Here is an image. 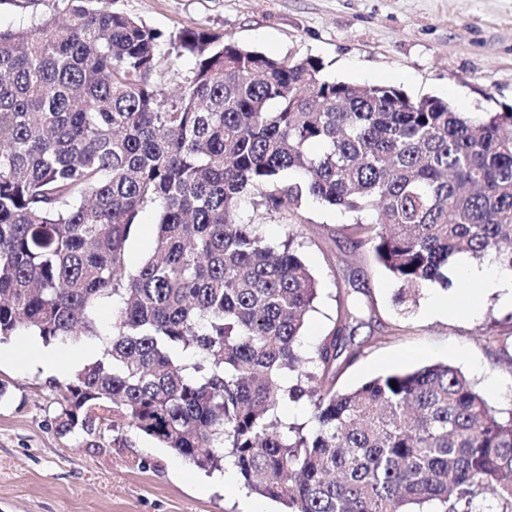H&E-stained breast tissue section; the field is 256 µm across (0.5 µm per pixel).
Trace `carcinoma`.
Instances as JSON below:
<instances>
[{
  "label": "carcinoma",
  "mask_w": 512,
  "mask_h": 512,
  "mask_svg": "<svg viewBox=\"0 0 512 512\" xmlns=\"http://www.w3.org/2000/svg\"><path fill=\"white\" fill-rule=\"evenodd\" d=\"M97 3L53 0L0 27V342L105 341L61 390L58 427L121 417L201 467L231 460L287 512H512V411L443 363L336 388L364 306L343 296L302 350L319 291L302 243L276 250L241 213L316 199L353 214L406 319L411 290L451 285L457 254L512 276V110L475 119ZM164 46L195 62L172 96ZM147 209L153 252L132 272L125 246ZM290 401L307 421L282 419Z\"/></svg>",
  "instance_id": "obj_1"
}]
</instances>
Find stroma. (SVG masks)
Returning <instances> with one entry per match:
<instances>
[{
  "label": "stroma",
  "mask_w": 512,
  "mask_h": 512,
  "mask_svg": "<svg viewBox=\"0 0 512 512\" xmlns=\"http://www.w3.org/2000/svg\"><path fill=\"white\" fill-rule=\"evenodd\" d=\"M117 13L165 33L203 28L270 57L315 58L326 76L437 96L477 116L512 107V0H106ZM350 213L314 201L288 216L262 215L266 242L303 243L321 292L303 333L315 346L336 320L337 296L365 306L345 336L358 355L338 385L352 389L395 369L445 363L502 411L512 410V362L484 332L512 333V306L470 287L475 310L433 315L439 284L422 287L401 319L397 287L346 235ZM42 342L0 346V512H282L247 492L237 474L197 467L156 439L121 425L95 433L58 428L61 389L78 371L55 373Z\"/></svg>",
  "instance_id": "35a3bbf8"
}]
</instances>
